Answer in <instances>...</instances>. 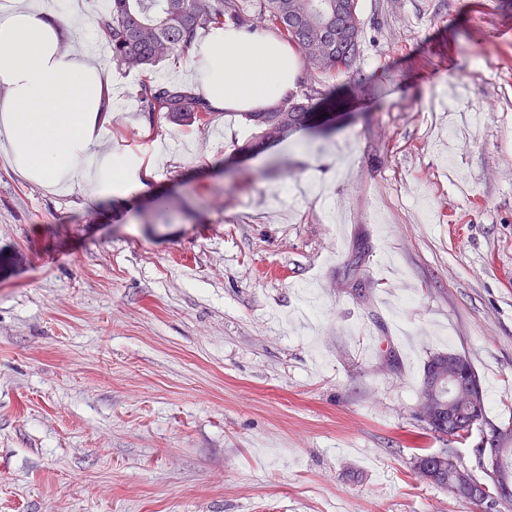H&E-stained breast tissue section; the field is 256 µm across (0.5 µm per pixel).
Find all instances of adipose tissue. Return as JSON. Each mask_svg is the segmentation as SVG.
<instances>
[{
	"instance_id": "obj_1",
	"label": "adipose tissue",
	"mask_w": 512,
	"mask_h": 512,
	"mask_svg": "<svg viewBox=\"0 0 512 512\" xmlns=\"http://www.w3.org/2000/svg\"><path fill=\"white\" fill-rule=\"evenodd\" d=\"M55 8L54 0H10L0 20V140L21 175L63 194L145 183L149 166L104 136L115 103L109 70L94 54L62 52L69 34ZM187 66L216 113L271 106L300 74L286 42L221 26L193 45Z\"/></svg>"
}]
</instances>
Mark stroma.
I'll use <instances>...</instances> for the list:
<instances>
[{
    "instance_id": "1",
    "label": "stroma",
    "mask_w": 512,
    "mask_h": 512,
    "mask_svg": "<svg viewBox=\"0 0 512 512\" xmlns=\"http://www.w3.org/2000/svg\"><path fill=\"white\" fill-rule=\"evenodd\" d=\"M362 85L248 154L139 118L145 188L58 195L0 153V512H512L422 482L423 367L512 416V0H360ZM289 166H282L283 157Z\"/></svg>"
}]
</instances>
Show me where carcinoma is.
Segmentation results:
<instances>
[{
  "instance_id": "cac0c4a2",
  "label": "carcinoma",
  "mask_w": 512,
  "mask_h": 512,
  "mask_svg": "<svg viewBox=\"0 0 512 512\" xmlns=\"http://www.w3.org/2000/svg\"><path fill=\"white\" fill-rule=\"evenodd\" d=\"M335 0H105L101 12L102 34L110 47L109 63L118 70L147 73L160 63L182 54L213 25L261 31L285 40L299 54L306 73L325 79L345 77L366 80L361 67L363 22L359 0H346L349 12L341 24L316 27ZM320 91L309 88L290 93L274 108L241 112L254 132L241 145L240 153L254 151L268 138L288 134L311 115L314 97ZM140 111L148 124L159 118L198 128L210 126L217 116L192 87L143 81L136 90ZM456 358L477 396V405L464 409L450 420L427 426L436 437L458 444L471 437V424L486 425L484 391L469 359L459 353H436L423 367L422 383L428 382L433 367Z\"/></svg>"
}]
</instances>
